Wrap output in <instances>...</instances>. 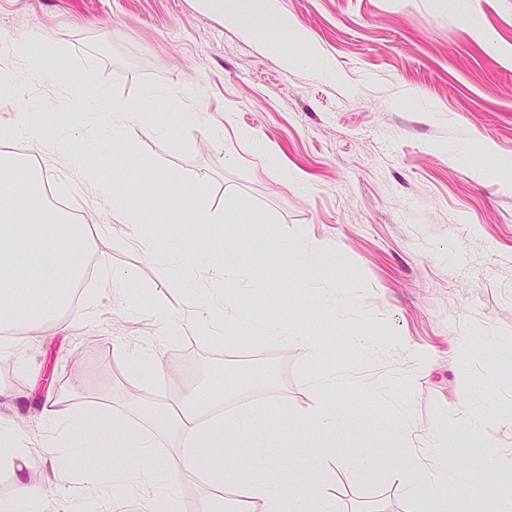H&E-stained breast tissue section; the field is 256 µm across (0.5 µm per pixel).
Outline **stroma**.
<instances>
[{
	"instance_id": "obj_1",
	"label": "stroma",
	"mask_w": 512,
	"mask_h": 512,
	"mask_svg": "<svg viewBox=\"0 0 512 512\" xmlns=\"http://www.w3.org/2000/svg\"><path fill=\"white\" fill-rule=\"evenodd\" d=\"M276 4L321 56L303 52L284 66L268 43L275 34L294 44V34L274 33L270 20L227 28L194 0H0V66L29 89L23 103L0 94V118L25 110L46 125L102 123L79 95L88 84L136 106L155 92L177 97L201 123L118 138L122 168L102 177L147 190L154 215L188 234L198 225L188 213L170 216L167 199L177 181L203 180L205 204L228 213L212 245L237 247L261 282L225 288L241 318L207 335L191 321L195 300L217 286L212 271L198 269L187 288L119 232L96 238L90 254L134 270L138 287L186 323L184 334L161 341L160 323L111 294L94 269L82 286L85 320L63 315L13 334L14 354L0 358V415L38 435L39 410L53 397L126 415L135 395L160 402L188 388L220 390L228 413L266 404L254 440L285 449L331 365L337 401L385 441L400 423L416 435L454 427L462 398L483 389L499 408L466 447L470 485L447 512H495L483 456L496 448L512 461V175L493 168L512 157V0H472L463 16L434 0ZM33 34L66 88L12 65L8 48ZM33 163L68 211L107 223L108 207L66 188L51 157ZM293 239L337 250L318 276L336 293L309 290L315 276L284 249ZM249 315L296 318L310 340L254 336ZM360 335L380 352L358 348ZM325 336L335 346L321 359L313 346ZM466 338L505 354L461 356ZM154 342L168 375L127 373L126 353ZM326 488L339 512H431L385 480L342 471Z\"/></svg>"
}]
</instances>
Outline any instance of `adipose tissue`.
Instances as JSON below:
<instances>
[{
	"label": "adipose tissue",
	"instance_id": "adipose-tissue-1",
	"mask_svg": "<svg viewBox=\"0 0 512 512\" xmlns=\"http://www.w3.org/2000/svg\"><path fill=\"white\" fill-rule=\"evenodd\" d=\"M198 6L228 25L245 27L270 15L274 0H198ZM336 388L335 373L318 378L320 402L289 427L288 440L297 452L288 458L278 446L252 445L265 423L261 407L228 420L219 393L203 398L189 391L173 404L145 405L137 420L114 415L98 402L76 405L53 399L41 411L42 420L59 429L52 437L32 435L0 417V467L9 469L15 480L14 495L0 501V512H28L43 499V489L25 481L24 474L49 457L59 462L52 478H63L75 468L89 492L108 489L117 501L143 491L153 499L163 495L168 512H178L174 490L190 474L202 476L208 488L198 512H336V500L325 483L333 472L346 470L363 482L394 479L411 497L433 500L435 512H446L449 498L461 496L469 484L466 468L448 467L447 451L481 434L482 414L471 398H464L453 432L430 434L425 456L402 454L382 470L377 461L388 455V448L374 454L363 445L335 451L337 437L360 433L366 441L373 438L364 421L337 404ZM160 428L175 437L177 461L159 454L155 435ZM224 488L233 489L232 504H225L220 494Z\"/></svg>",
	"mask_w": 512,
	"mask_h": 512
}]
</instances>
